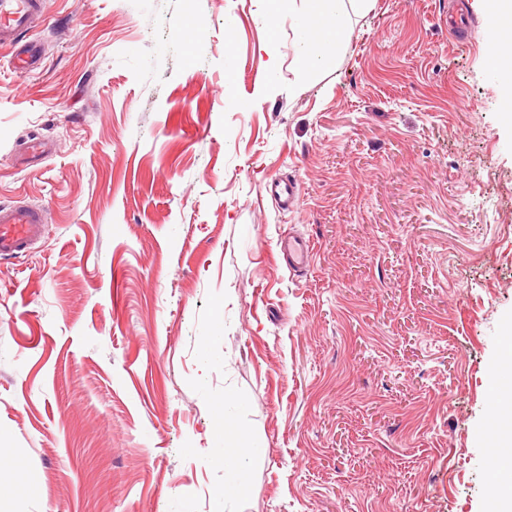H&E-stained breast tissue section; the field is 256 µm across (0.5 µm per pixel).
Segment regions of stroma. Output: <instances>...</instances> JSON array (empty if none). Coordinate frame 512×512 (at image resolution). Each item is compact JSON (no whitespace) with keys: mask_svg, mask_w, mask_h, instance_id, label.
Returning <instances> with one entry per match:
<instances>
[{"mask_svg":"<svg viewBox=\"0 0 512 512\" xmlns=\"http://www.w3.org/2000/svg\"><path fill=\"white\" fill-rule=\"evenodd\" d=\"M45 2L40 68L0 47V206L49 213L0 259V512H216L225 440L232 512H492L512 97L483 0H372L308 80L288 0ZM268 190L275 202L284 210L297 206L300 201L299 190L294 183L272 182ZM282 253H288V263L295 268L306 267L311 255V247L304 238L289 237L281 243Z\"/></svg>","mask_w":512,"mask_h":512,"instance_id":"stroma-1","label":"stroma"}]
</instances>
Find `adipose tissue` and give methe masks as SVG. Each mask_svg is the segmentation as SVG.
<instances>
[{"mask_svg": "<svg viewBox=\"0 0 512 512\" xmlns=\"http://www.w3.org/2000/svg\"><path fill=\"white\" fill-rule=\"evenodd\" d=\"M310 11H296L295 28L300 68L327 64L346 37L349 10L365 9L371 0H310ZM485 12L494 33L491 62L504 83L512 84V0H485ZM331 28L334 38H315L316 25Z\"/></svg>", "mask_w": 512, "mask_h": 512, "instance_id": "obj_1", "label": "adipose tissue"}]
</instances>
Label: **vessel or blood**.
<instances>
[{
    "mask_svg": "<svg viewBox=\"0 0 512 512\" xmlns=\"http://www.w3.org/2000/svg\"><path fill=\"white\" fill-rule=\"evenodd\" d=\"M43 16V0H0V44L11 48V62L19 74L31 72L36 62L30 32L35 20ZM269 193L284 209L297 206L300 194L291 182L271 183ZM45 215L36 206L0 207V257H18L29 252L41 240ZM291 266L308 265L311 247L304 238L291 237L281 244Z\"/></svg>",
    "mask_w": 512,
    "mask_h": 512,
    "instance_id": "1",
    "label": "vessel or blood"
}]
</instances>
